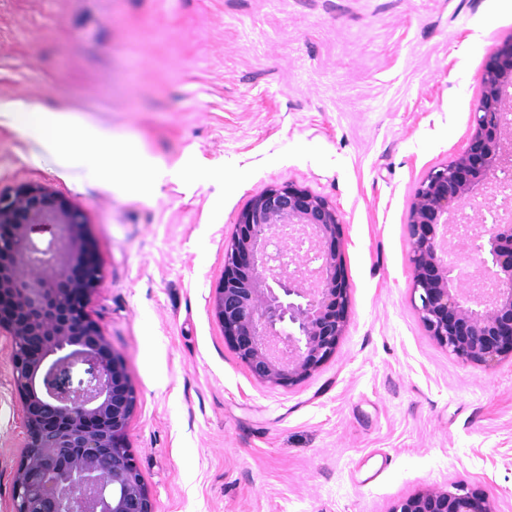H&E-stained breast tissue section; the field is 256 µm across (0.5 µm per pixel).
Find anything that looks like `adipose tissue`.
Masks as SVG:
<instances>
[{"instance_id":"1","label":"adipose tissue","mask_w":512,"mask_h":512,"mask_svg":"<svg viewBox=\"0 0 512 512\" xmlns=\"http://www.w3.org/2000/svg\"><path fill=\"white\" fill-rule=\"evenodd\" d=\"M0 117L21 132L41 138L44 148L42 159L46 162H80L84 144H91L98 157L106 162L105 169L93 173L103 187H110V178L114 175L150 172L159 176L163 173L162 167L144 149L129 150L125 141L108 129L97 128L91 136H84L83 123L63 111L47 106L6 103L0 105Z\"/></svg>"}]
</instances>
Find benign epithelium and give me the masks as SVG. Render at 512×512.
Here are the masks:
<instances>
[{
	"label": "benign epithelium",
	"instance_id": "1",
	"mask_svg": "<svg viewBox=\"0 0 512 512\" xmlns=\"http://www.w3.org/2000/svg\"><path fill=\"white\" fill-rule=\"evenodd\" d=\"M470 125L464 148L417 181L405 226L422 325L450 354L490 368L512 356V199L499 185L512 167V37L484 64ZM86 223L48 186L0 191V335L23 427L11 512H156L127 445L136 392L90 311L102 268ZM345 224L335 201L294 182L238 212L211 307L256 381L290 388L335 353L351 317ZM388 512L497 510L458 482Z\"/></svg>",
	"mask_w": 512,
	"mask_h": 512
}]
</instances>
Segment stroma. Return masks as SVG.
Here are the masks:
<instances>
[{
    "label": "stroma",
    "mask_w": 512,
    "mask_h": 512,
    "mask_svg": "<svg viewBox=\"0 0 512 512\" xmlns=\"http://www.w3.org/2000/svg\"><path fill=\"white\" fill-rule=\"evenodd\" d=\"M511 36L512 0H0V104L112 128L165 170L106 190L0 118V189L46 184L87 217L90 310L127 362L157 512H388L457 481L512 512V357L467 364L427 334L405 232ZM285 182L343 210L351 302L291 388L251 378L209 305L238 212ZM20 421L0 335V512Z\"/></svg>",
    "instance_id": "stroma-1"
}]
</instances>
